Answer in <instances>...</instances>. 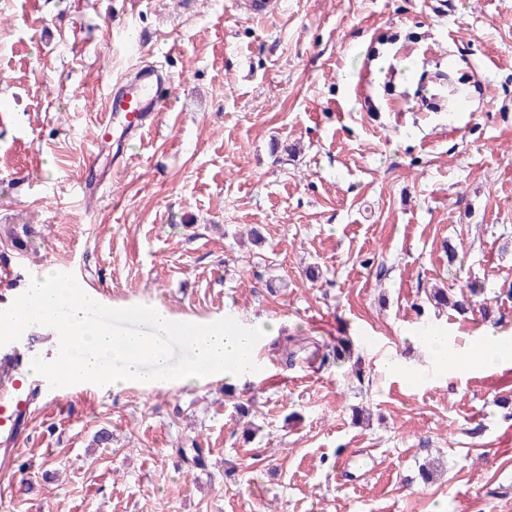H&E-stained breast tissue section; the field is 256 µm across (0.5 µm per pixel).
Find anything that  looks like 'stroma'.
Wrapping results in <instances>:
<instances>
[{"label":"stroma","instance_id":"obj_1","mask_svg":"<svg viewBox=\"0 0 512 512\" xmlns=\"http://www.w3.org/2000/svg\"><path fill=\"white\" fill-rule=\"evenodd\" d=\"M141 70L173 98L113 146L108 88ZM15 262L17 289L67 268L118 308L265 327L274 378L38 397L0 452L9 512H512V386L424 340L512 336V0H0ZM339 336L353 364L322 367Z\"/></svg>","mask_w":512,"mask_h":512}]
</instances>
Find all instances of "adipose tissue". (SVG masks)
Instances as JSON below:
<instances>
[{
  "mask_svg": "<svg viewBox=\"0 0 512 512\" xmlns=\"http://www.w3.org/2000/svg\"><path fill=\"white\" fill-rule=\"evenodd\" d=\"M449 337L446 332H433L428 342L434 363L449 376L461 377L482 371L502 362L512 363V350L504 349L500 337L494 331H487L478 342L448 351Z\"/></svg>",
  "mask_w": 512,
  "mask_h": 512,
  "instance_id": "ef3b65f1",
  "label": "adipose tissue"
}]
</instances>
